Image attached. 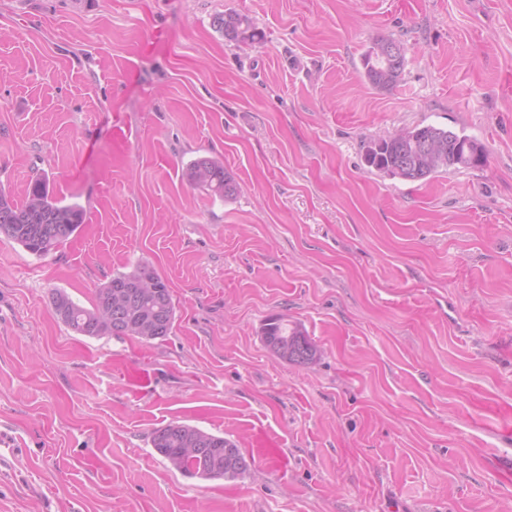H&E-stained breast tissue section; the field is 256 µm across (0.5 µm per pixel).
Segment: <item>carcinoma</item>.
Listing matches in <instances>:
<instances>
[{
	"label": "carcinoma",
	"instance_id": "cac0c4a2",
	"mask_svg": "<svg viewBox=\"0 0 512 512\" xmlns=\"http://www.w3.org/2000/svg\"><path fill=\"white\" fill-rule=\"evenodd\" d=\"M214 28L230 41L253 42L259 32L246 15L222 14L214 17ZM399 44L382 38L363 54L368 82L379 90L391 89L399 80L405 61L386 66L378 51ZM474 143L469 136L433 124L408 128L399 137L370 141L364 145V157L377 173L404 181H422L460 169L486 164V154L477 160L460 150L448 159V143ZM194 186L224 200L233 198L239 187L224 164L200 158L186 170ZM84 223V209L74 203L62 205L50 193L46 174L30 182L26 198L18 202L0 186V234L36 255H45L74 235ZM52 306L58 318L74 332L91 338L135 336L145 341L163 339L173 329L175 303L171 288L152 267L138 264L129 272L112 276L96 289L92 307L85 308L57 290ZM261 339L280 361L308 366L317 357V348L302 328L283 315L270 317L261 328ZM151 445L172 469L199 480L243 477L249 464L238 445L219 434L183 423H170L155 429Z\"/></svg>",
	"mask_w": 512,
	"mask_h": 512
}]
</instances>
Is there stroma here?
Wrapping results in <instances>:
<instances>
[{"mask_svg": "<svg viewBox=\"0 0 512 512\" xmlns=\"http://www.w3.org/2000/svg\"><path fill=\"white\" fill-rule=\"evenodd\" d=\"M229 12L261 39L217 32ZM381 38L406 57L386 91ZM421 123L486 165L366 164ZM201 157L236 198L187 181ZM42 172L85 220L46 256L0 235V512H512V0H0V185ZM139 263L172 289L165 339L55 316ZM276 314L316 363L265 348ZM172 422L264 431L285 468L184 476L150 443ZM392 45H399L404 48L401 42L393 38H382L373 43L363 54L365 77L371 85L379 90L391 89L398 82L405 66V53L396 67H386L384 59L379 58L377 51H385L387 47Z\"/></svg>", "mask_w": 512, "mask_h": 512, "instance_id": "stroma-1", "label": "stroma"}]
</instances>
